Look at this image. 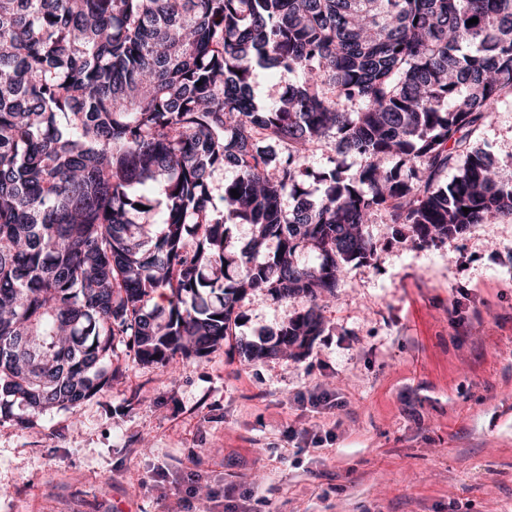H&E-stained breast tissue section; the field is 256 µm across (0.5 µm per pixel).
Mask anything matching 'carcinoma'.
Returning <instances> with one entry per match:
<instances>
[{"mask_svg": "<svg viewBox=\"0 0 512 512\" xmlns=\"http://www.w3.org/2000/svg\"><path fill=\"white\" fill-rule=\"evenodd\" d=\"M258 66L293 80L259 102ZM508 96L512 0H0V421L94 397L119 336L205 357L256 291L309 306L243 361L304 355L373 218L419 248L512 220L474 142Z\"/></svg>", "mask_w": 512, "mask_h": 512, "instance_id": "cac0c4a2", "label": "carcinoma"}]
</instances>
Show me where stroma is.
I'll return each mask as SVG.
<instances>
[{
    "instance_id": "stroma-1",
    "label": "stroma",
    "mask_w": 512,
    "mask_h": 512,
    "mask_svg": "<svg viewBox=\"0 0 512 512\" xmlns=\"http://www.w3.org/2000/svg\"><path fill=\"white\" fill-rule=\"evenodd\" d=\"M476 143L512 158V102ZM368 233L304 356L241 360L308 306L257 292L207 357L120 351L75 411L1 421L0 512H512V221Z\"/></svg>"
}]
</instances>
